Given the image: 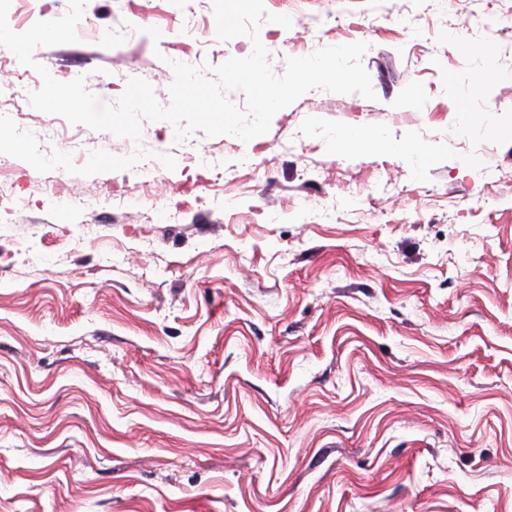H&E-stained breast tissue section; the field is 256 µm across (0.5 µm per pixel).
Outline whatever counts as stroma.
<instances>
[{"instance_id": "35a3bbf8", "label": "stroma", "mask_w": 512, "mask_h": 512, "mask_svg": "<svg viewBox=\"0 0 512 512\" xmlns=\"http://www.w3.org/2000/svg\"><path fill=\"white\" fill-rule=\"evenodd\" d=\"M264 2L292 20L260 28L275 76L363 41L375 99L136 143L34 109L0 47L43 153L177 162L0 163V512H512V0ZM77 34L33 56L102 106L252 52L213 0H88Z\"/></svg>"}]
</instances>
